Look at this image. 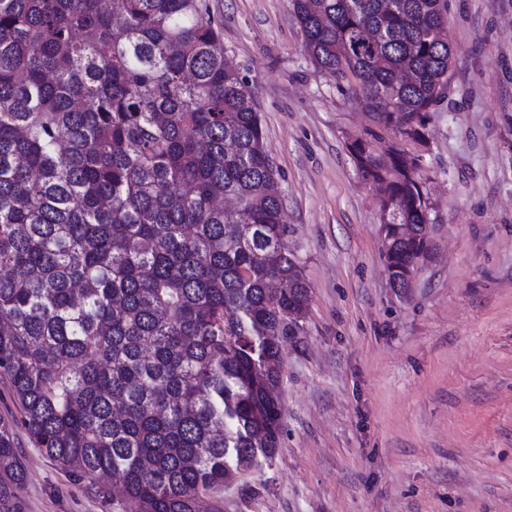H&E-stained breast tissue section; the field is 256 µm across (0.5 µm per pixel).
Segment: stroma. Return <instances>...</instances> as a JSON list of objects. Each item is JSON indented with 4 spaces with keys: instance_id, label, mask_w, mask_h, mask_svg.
<instances>
[{
    "instance_id": "35a3bbf8",
    "label": "stroma",
    "mask_w": 512,
    "mask_h": 512,
    "mask_svg": "<svg viewBox=\"0 0 512 512\" xmlns=\"http://www.w3.org/2000/svg\"><path fill=\"white\" fill-rule=\"evenodd\" d=\"M255 89L288 249L309 284L283 350L270 468L207 493L216 512H512V0H448L454 49L419 175L433 255L391 287L372 187L347 144L373 123L305 52L292 0H207ZM19 512H112L32 442L8 382Z\"/></svg>"
}]
</instances>
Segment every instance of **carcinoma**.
I'll list each match as a JSON object with an SVG mask.
<instances>
[{"mask_svg":"<svg viewBox=\"0 0 512 512\" xmlns=\"http://www.w3.org/2000/svg\"><path fill=\"white\" fill-rule=\"evenodd\" d=\"M375 129L349 145L400 287L431 250L420 155L447 0H292ZM391 133L385 154L372 141ZM248 79L205 0H0V378L33 443L115 512H200L272 462L309 285ZM25 481L0 428V512Z\"/></svg>","mask_w":512,"mask_h":512,"instance_id":"carcinoma-1","label":"carcinoma"}]
</instances>
